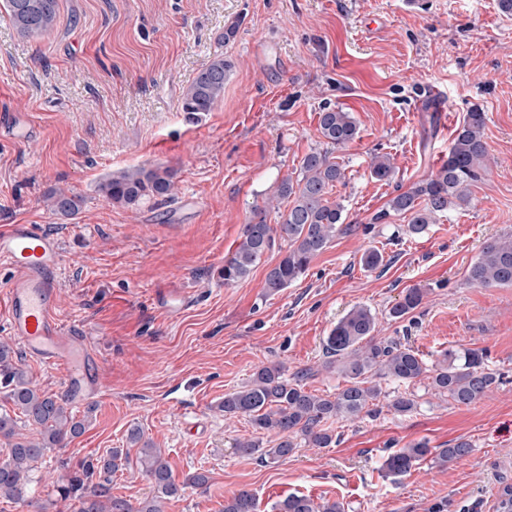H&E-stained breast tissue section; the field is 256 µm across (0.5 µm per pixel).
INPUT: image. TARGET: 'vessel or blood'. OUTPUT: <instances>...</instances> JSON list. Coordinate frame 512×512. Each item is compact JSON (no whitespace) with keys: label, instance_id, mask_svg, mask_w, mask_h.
I'll return each instance as SVG.
<instances>
[{"label":"vessel or blood","instance_id":"1","mask_svg":"<svg viewBox=\"0 0 512 512\" xmlns=\"http://www.w3.org/2000/svg\"><path fill=\"white\" fill-rule=\"evenodd\" d=\"M0 259L13 269L8 290V330L26 354L65 372V394L78 404L102 391L97 359L80 336L55 315L64 250L59 238L37 224L0 230Z\"/></svg>","mask_w":512,"mask_h":512}]
</instances>
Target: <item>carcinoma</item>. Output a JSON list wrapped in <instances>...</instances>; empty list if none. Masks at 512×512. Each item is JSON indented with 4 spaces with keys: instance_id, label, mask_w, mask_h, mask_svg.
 I'll use <instances>...</instances> for the list:
<instances>
[{
    "instance_id": "cac0c4a2",
    "label": "carcinoma",
    "mask_w": 512,
    "mask_h": 512,
    "mask_svg": "<svg viewBox=\"0 0 512 512\" xmlns=\"http://www.w3.org/2000/svg\"><path fill=\"white\" fill-rule=\"evenodd\" d=\"M12 26L23 37L47 33L57 21L58 0H6ZM231 64L224 56L211 59L197 74L182 96V111L196 115L210 112L224 98V83ZM485 112H468L448 147V159L428 177L395 195L388 207L372 217V223L384 224L398 214L407 219V232L418 235L440 215L462 209L472 202L470 186L484 170L488 150L484 140ZM319 131L324 144L343 148L354 142L358 127L351 113L326 108L320 112ZM370 173L377 181L389 182L396 167L387 155H374ZM345 179L344 169L332 161L328 152L312 151L303 158L296 179L280 182L277 198L288 202L275 224L266 220V208L255 207L243 225L240 241L231 257L224 261L221 274L224 285L245 278L275 237L288 242L282 259L266 275L270 293L283 290L308 270L312 260L336 237L347 231L346 208L341 201L329 199V189ZM175 173L168 167H136L107 177L100 185L103 197L127 208H136L147 199L172 197ZM55 215H76L83 203L81 196L57 191L48 198ZM467 281L479 287L512 288V234L500 236L483 247L467 269ZM419 288L406 291L402 301L390 310L400 319L414 311L423 300ZM378 317L367 306L352 308L331 329L324 346V367L334 368L345 380L335 396L317 395L305 389L308 371L300 370L292 378L284 377L280 366L258 368L249 382L224 395L221 409L230 417L246 416L257 433L277 436L271 448L256 440L238 441L241 454H259L266 463H276L294 454L298 440L313 448H329L336 435L326 427L330 421H352L362 413L373 417L380 413L377 401L386 400L388 411L407 415L418 407L412 391L390 394L382 381L415 384L427 381L431 394L446 396L458 404L470 405L486 398L497 377L485 365V353L475 349L452 348L442 359L428 364L412 346L376 337ZM0 389L5 390L13 412L0 411V438L7 440L8 453L0 462V500L23 501L35 482L37 464L46 452L64 447L65 441L80 436L85 420L68 409L64 398L45 394L28 378L13 359V350L0 344ZM31 427L36 438L20 435L18 424ZM129 443L139 447L140 464L149 476L151 492L134 507L122 497L112 495V474L124 466L127 454L113 448L91 455L70 465L62 461L65 474L54 484L56 494L78 502V512H165L168 501L180 496L187 486L207 485L204 472L187 475L177 483L171 463L159 448L143 440L135 427L128 433ZM472 451L471 444L457 439L443 448L431 449L425 441L415 442L387 454L382 469L388 477H401L417 468L426 458L445 467ZM275 512H345L343 503H321L306 495L290 494L274 506ZM223 512H258L254 493L246 488L224 500Z\"/></svg>"
}]
</instances>
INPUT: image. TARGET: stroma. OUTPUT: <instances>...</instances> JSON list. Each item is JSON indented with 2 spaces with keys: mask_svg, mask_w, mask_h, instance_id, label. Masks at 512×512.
Segmentation results:
<instances>
[{
  "mask_svg": "<svg viewBox=\"0 0 512 512\" xmlns=\"http://www.w3.org/2000/svg\"><path fill=\"white\" fill-rule=\"evenodd\" d=\"M232 22L238 32L223 41ZM217 54L232 65L224 99L189 118L182 94ZM434 88L443 99L429 97ZM338 107L359 128L330 154L346 174L330 197L343 200L352 231L278 293L265 278L288 248L280 239L248 277L225 285L224 260L253 208L323 149L319 114ZM475 107L486 114L489 166L471 206L419 235L399 216L372 223L397 190L439 168ZM10 112L28 113L40 136L0 139V228L59 234L58 318L86 336L105 393L93 412L74 407L88 419L84 433L46 453L28 501L0 500V512H77L53 493L61 461L127 448L134 426L176 480L209 476L166 512H222L241 488L259 512L292 493L340 500L346 512H496L512 485V288L470 285L466 272L488 242L512 233V15L498 0H59L52 32L29 39L0 5V117ZM376 153L393 159L392 181L371 177ZM154 164L176 174L171 199L131 209L99 193L108 174ZM57 188L82 196L74 218L48 210ZM369 248L384 257L373 272L359 263ZM410 288L423 289L420 307L391 318ZM162 292L187 303L163 311ZM357 305L377 314L378 338L427 362L453 347L484 351L499 383L468 406L419 383L416 411L333 422L332 447L303 445L275 464L238 454L236 441L259 437L269 448L275 437L257 435L248 417H225V393L280 365L289 376L312 369L307 391L335 395L344 380L323 370L324 345ZM459 438L472 445L462 460L385 478L389 452Z\"/></svg>",
  "mask_w": 512,
  "mask_h": 512,
  "instance_id": "1",
  "label": "stroma"
}]
</instances>
